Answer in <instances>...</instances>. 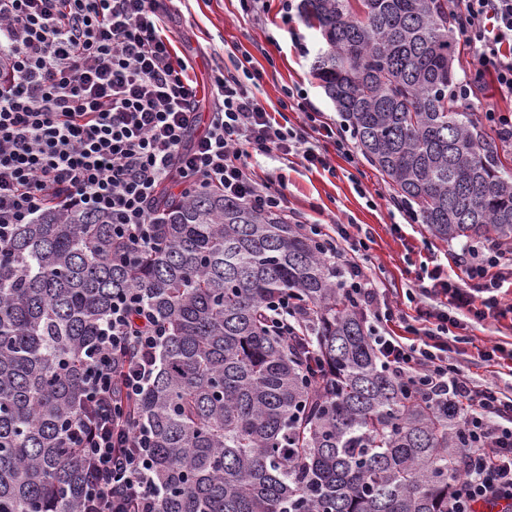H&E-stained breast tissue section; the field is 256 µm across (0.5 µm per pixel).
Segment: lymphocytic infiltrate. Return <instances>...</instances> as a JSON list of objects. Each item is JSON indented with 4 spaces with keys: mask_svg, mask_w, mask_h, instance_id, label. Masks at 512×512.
Segmentation results:
<instances>
[{
    "mask_svg": "<svg viewBox=\"0 0 512 512\" xmlns=\"http://www.w3.org/2000/svg\"><path fill=\"white\" fill-rule=\"evenodd\" d=\"M448 10L472 55L456 99L471 100L489 78L499 98L512 100V0H448ZM0 56V231L60 204L99 214L120 237L146 245L167 190H217L281 212L282 195L251 178V157L292 154L325 169L329 150L349 151L345 137L316 124L302 91L285 95L314 122L310 132L281 124L256 83L232 75L216 77L215 110L195 136L201 87L165 34L158 0H0ZM309 230L342 261L346 293L375 324L383 367L465 437L448 512H512V390L474 384L453 361L447 314L420 307L406 335L386 332L399 313L382 299L346 225ZM511 274L501 249L476 250L466 283L437 269L429 291L482 321L500 313ZM163 340L145 307L118 299L86 351L83 400L64 432L86 470L83 512H156L150 433L115 413L112 397L117 386L131 399L142 393ZM131 349L134 366L124 359Z\"/></svg>",
    "mask_w": 512,
    "mask_h": 512,
    "instance_id": "obj_1",
    "label": "lymphocytic infiltrate"
}]
</instances>
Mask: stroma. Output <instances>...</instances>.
<instances>
[{
	"instance_id": "stroma-1",
	"label": "stroma",
	"mask_w": 512,
	"mask_h": 512,
	"mask_svg": "<svg viewBox=\"0 0 512 512\" xmlns=\"http://www.w3.org/2000/svg\"><path fill=\"white\" fill-rule=\"evenodd\" d=\"M288 0H160L166 33L176 53L190 63L189 75L207 84L214 71L235 72L237 63L259 72V96L268 109L281 110L289 126H305L298 110L281 108L284 91L297 88L307 95L322 121L331 127L344 120L312 73V62L323 41ZM332 172L312 171L300 157L280 154L252 159L250 171L269 191L282 194L287 213L305 223L353 224L360 227L365 266L388 301L407 315L428 305L422 294L425 276L441 266L445 276L464 275L466 250L459 242L435 238L426 225L407 222L396 212V196L380 172L362 154L346 159L331 154ZM451 356L479 385L512 387V376L496 373L480 351L498 342L512 343V312L483 321L459 315Z\"/></svg>"
}]
</instances>
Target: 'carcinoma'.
<instances>
[{"instance_id":"1","label":"carcinoma","mask_w":512,"mask_h":512,"mask_svg":"<svg viewBox=\"0 0 512 512\" xmlns=\"http://www.w3.org/2000/svg\"><path fill=\"white\" fill-rule=\"evenodd\" d=\"M312 72L437 238L512 247L502 143L455 105L448 0H300ZM148 246L51 206L0 245V512H81L84 352L116 295L165 330L132 414L159 512H448L458 437L376 358L315 241L215 191L170 195ZM303 312L290 340L265 305Z\"/></svg>"}]
</instances>
